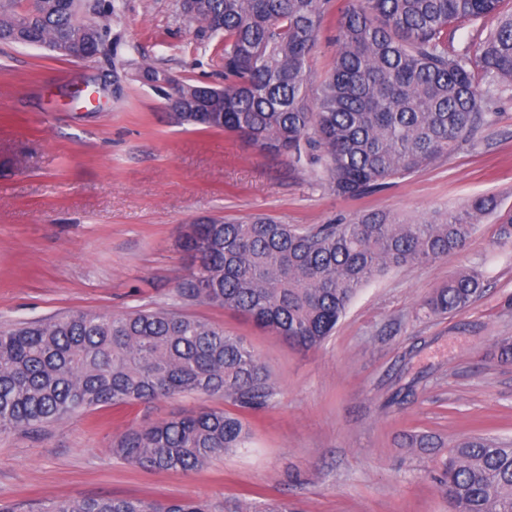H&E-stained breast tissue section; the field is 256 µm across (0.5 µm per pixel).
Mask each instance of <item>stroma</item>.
<instances>
[{"mask_svg": "<svg viewBox=\"0 0 512 512\" xmlns=\"http://www.w3.org/2000/svg\"><path fill=\"white\" fill-rule=\"evenodd\" d=\"M88 61L0 43V327L69 311L178 309L243 337L275 395L247 417V447L200 471L146 472L113 456L128 426L221 408L220 398H162L115 416L99 408L29 435H0V502L56 497L196 499L216 512L269 503L289 512H451L436 478L474 433L512 440V241L494 218L443 260L388 271L352 300L332 336L302 351L240 315L181 301L183 225L272 217L302 227L383 211L419 217L482 195L512 209V99L474 142L357 199L319 172L292 169L247 140L175 124L151 86L112 94V58L152 60L176 81L222 82L221 39L199 40L179 0H121ZM486 291L464 312L425 299L458 271ZM427 434L429 447L410 444Z\"/></svg>", "mask_w": 512, "mask_h": 512, "instance_id": "obj_1", "label": "stroma"}]
</instances>
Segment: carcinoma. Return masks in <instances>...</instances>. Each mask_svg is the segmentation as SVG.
Returning a JSON list of instances; mask_svg holds the SVG:
<instances>
[{
    "label": "carcinoma",
    "mask_w": 512,
    "mask_h": 512,
    "mask_svg": "<svg viewBox=\"0 0 512 512\" xmlns=\"http://www.w3.org/2000/svg\"><path fill=\"white\" fill-rule=\"evenodd\" d=\"M504 0H185L200 39L222 36L224 87L173 83L138 65L174 99L171 118L243 137L294 167L318 164L336 196L374 192L452 152L494 122L512 95V13ZM120 0H0V42L98 51ZM485 33L476 50L453 45L455 24ZM335 25L336 52L313 85L319 34ZM494 195L425 220L368 212L347 224L303 228L267 217L192 225L177 292L233 310L308 350L322 345L371 279L461 251L499 211ZM484 290L460 272L424 302L431 315L462 311ZM220 397L235 411L202 409L130 427L112 454L144 471L195 472L246 447L243 414L274 395L252 347L178 309L72 313L0 331V434L31 433L74 415L128 409L161 397ZM452 512H512V443L469 437L448 449L439 477ZM0 512H213L186 500L89 496Z\"/></svg>",
    "instance_id": "obj_1"
}]
</instances>
